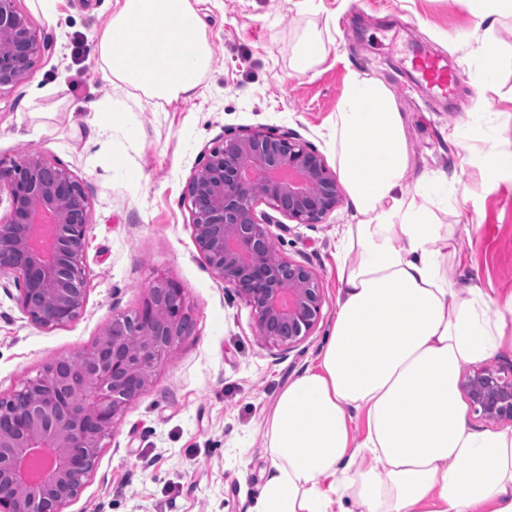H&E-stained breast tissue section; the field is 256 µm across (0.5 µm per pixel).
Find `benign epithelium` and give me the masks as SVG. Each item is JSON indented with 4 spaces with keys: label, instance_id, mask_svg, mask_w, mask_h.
Wrapping results in <instances>:
<instances>
[{
    "label": "benign epithelium",
    "instance_id": "1",
    "mask_svg": "<svg viewBox=\"0 0 512 512\" xmlns=\"http://www.w3.org/2000/svg\"><path fill=\"white\" fill-rule=\"evenodd\" d=\"M0 89L26 83L47 46L17 0H0ZM262 192H257L256 187ZM0 278L35 325L64 326L81 313L87 287L84 248L90 202L78 179L37 151L0 162ZM343 197L324 158L292 132L257 126L224 134L203 149L183 192L193 237L213 276L256 317L264 341L286 353L317 325L322 288L309 267L268 257L273 216L320 224ZM51 303H45V299ZM182 288L161 277L150 300L115 318L95 345L61 357L0 402V512H65L94 469L102 441L138 397L171 347L191 333ZM139 338L137 344L130 337ZM461 390L489 420L512 422V375L489 366L461 378Z\"/></svg>",
    "mask_w": 512,
    "mask_h": 512
}]
</instances>
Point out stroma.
<instances>
[{"label": "stroma", "instance_id": "1", "mask_svg": "<svg viewBox=\"0 0 512 512\" xmlns=\"http://www.w3.org/2000/svg\"><path fill=\"white\" fill-rule=\"evenodd\" d=\"M214 63L206 95L155 104L105 81L96 43L115 0H57L47 15L19 0L48 47L30 81L0 90V163L37 151L65 165L91 203L87 295L71 323L33 325L0 280V399L55 359L91 348L114 318L140 310L158 277L178 282L193 331L118 416L96 466L66 512H248L269 466L268 419L280 392L315 366L336 316L337 240L353 212L323 223L271 226L279 258L310 267L321 318L287 354L258 332L251 307L211 274L182 194L205 147L227 130L266 126L310 142L336 168V108L349 71L384 81L406 115L408 183L444 174L457 200L437 216L456 248L443 268L460 291L479 287L512 325V169L488 177V151L512 157V14L479 25L468 0H192ZM315 32L323 60L293 69V47ZM502 58L482 91L476 50ZM445 55L454 90L439 97L414 66ZM100 114H93V107ZM463 139H455V130Z\"/></svg>", "mask_w": 512, "mask_h": 512}]
</instances>
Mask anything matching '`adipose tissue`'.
<instances>
[{
	"label": "adipose tissue",
	"instance_id": "ef3b65f1",
	"mask_svg": "<svg viewBox=\"0 0 512 512\" xmlns=\"http://www.w3.org/2000/svg\"><path fill=\"white\" fill-rule=\"evenodd\" d=\"M116 4L96 45L104 79L158 100L201 95L213 54L191 0ZM336 140L356 217L337 250L360 259L339 268L318 366L278 398L253 512H512V429L474 430L459 395L462 367L512 350V328L442 273L450 237L434 209L457 189L435 177L406 184V120L381 81L350 75ZM359 417L366 432L354 442Z\"/></svg>",
	"mask_w": 512,
	"mask_h": 512
}]
</instances>
